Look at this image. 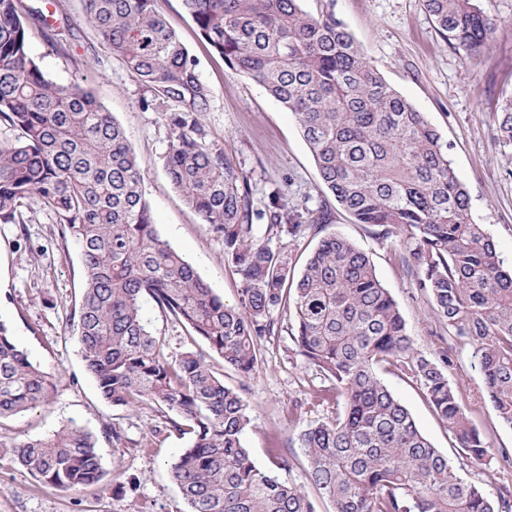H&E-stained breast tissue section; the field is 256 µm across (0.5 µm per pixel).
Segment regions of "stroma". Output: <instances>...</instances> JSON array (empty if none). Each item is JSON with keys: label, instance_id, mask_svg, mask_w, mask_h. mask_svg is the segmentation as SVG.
I'll use <instances>...</instances> for the list:
<instances>
[{"label": "stroma", "instance_id": "stroma-1", "mask_svg": "<svg viewBox=\"0 0 512 512\" xmlns=\"http://www.w3.org/2000/svg\"><path fill=\"white\" fill-rule=\"evenodd\" d=\"M478 4L495 29L475 58L444 39L424 0H303L302 6L315 15L334 11L370 64L439 131L469 191L473 222L486 225L498 253L512 264V152L502 148L498 130L500 106L512 95V0ZM157 8L195 56L199 78L211 92L204 116L207 142L249 180L254 208H264L269 192L278 187L288 204L328 211L330 220L321 231L290 242L295 267L303 268L323 236L349 238L371 260L416 347L438 356L440 323L405 264L406 236L386 238L374 227L355 223L322 184L293 116L252 79L227 68L201 38L182 0H157ZM65 12L78 30L70 56L52 50L36 29L28 36L30 53L49 79L81 83L112 113L137 157L160 235L196 260L199 275L225 304H236L242 280L224 260L223 239L181 200L164 168L171 144L165 113L141 109L143 85L85 22L84 0H66ZM82 274L75 243L63 236L46 211L33 208L22 224L0 223V315L9 318L16 343L34 364L53 374L56 383L47 402L0 420V435L41 437L75 423L97 436L104 470L98 482L63 491L38 482L19 466L1 464L0 512H182L184 504L168 464L187 439L171 428L172 411L150 404L111 406L84 367L70 327L80 302ZM451 358L448 378L472 424L493 448L478 467L462 462L453 435L413 382L385 367L379 375L461 476L492 496L500 485H512V469L500 466L496 455L498 448H512V428L496 420L472 347L458 346ZM258 359L259 369L249 379L223 360H211L225 385L239 391L247 403L251 423L244 444L260 468L307 486L316 512H333L332 503L310 487L309 464L298 443L307 426L335 416V402L318 404L309 398L312 390L329 381L299 355L287 330L264 342ZM111 427L120 431V439L108 435ZM275 447L287 452L290 470L279 469L271 453Z\"/></svg>", "mask_w": 512, "mask_h": 512}]
</instances>
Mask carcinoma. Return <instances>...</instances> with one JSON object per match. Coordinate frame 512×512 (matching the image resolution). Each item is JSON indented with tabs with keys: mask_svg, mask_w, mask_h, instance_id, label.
<instances>
[{
	"mask_svg": "<svg viewBox=\"0 0 512 512\" xmlns=\"http://www.w3.org/2000/svg\"><path fill=\"white\" fill-rule=\"evenodd\" d=\"M155 2L86 0L85 20L147 88L142 109L166 113V171L182 201L224 238V260L242 277L234 306L160 236L112 113L82 85L49 80L30 54L32 26L54 50L68 51L74 26H56L63 0H50L51 11L0 0V121L17 131L0 144V222L21 224L37 206L78 246L84 273L71 327L101 397L115 407L149 403L177 413L172 427L190 439L169 475L184 512H316L303 487L254 463L242 442L250 424L243 396L200 353L169 358L144 310L154 303L250 378L261 343L281 334V308L293 317L299 355L343 398L336 418L298 438L310 481L334 512H512V487L501 486L493 500L463 479L379 376L384 364L410 377L463 458L484 464L489 445L448 379V353L436 360L415 347L369 257L350 239L328 235L297 276L286 248L254 239L256 221L273 237L296 238L329 215L288 205L278 188L266 208H253L249 181L206 142L210 90ZM182 2L227 67L295 117L323 185L356 223L408 237L418 288L448 343L473 348L496 418L512 428V268L484 225L473 223L468 190L438 131L367 61L334 12L314 15L302 0ZM425 7L467 55L486 46L493 25L476 0H425ZM499 128L512 148V96ZM55 391L52 374L28 359L0 318V419ZM4 460L59 490L103 475L96 438L75 425L36 439L0 435Z\"/></svg>",
	"mask_w": 512,
	"mask_h": 512,
	"instance_id": "carcinoma-1",
	"label": "carcinoma"
}]
</instances>
